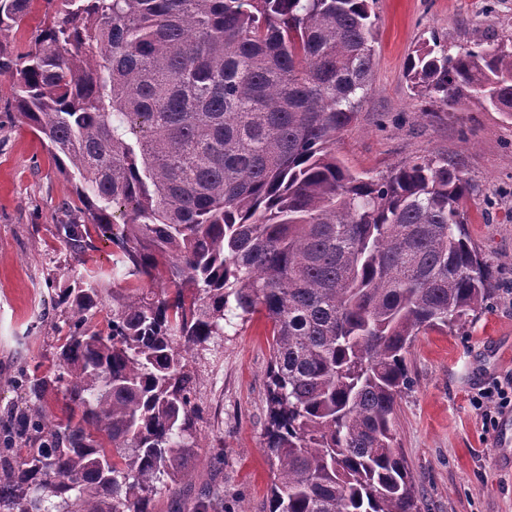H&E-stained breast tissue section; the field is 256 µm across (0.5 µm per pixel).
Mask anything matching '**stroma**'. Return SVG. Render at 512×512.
Here are the masks:
<instances>
[{
  "mask_svg": "<svg viewBox=\"0 0 512 512\" xmlns=\"http://www.w3.org/2000/svg\"><path fill=\"white\" fill-rule=\"evenodd\" d=\"M372 89L341 131L337 157L352 172L386 174L410 157L440 155L475 187L468 232L488 261L496 291L464 329L429 331L406 356L412 383L397 404L396 437L426 512H512V407L485 421L473 397L512 385V118L481 98L423 116L405 78L408 55L438 32L449 53L474 31L512 33V0H376ZM73 191L42 142L0 112V414L19 401L9 378L19 366L52 370L45 316L47 276L112 271L111 241L71 256L54 237L58 208ZM270 325L262 315L225 327L217 359L203 363L202 447L187 479L193 494L219 488L215 512H268L274 475L263 451L268 426Z\"/></svg>",
  "mask_w": 512,
  "mask_h": 512,
  "instance_id": "obj_1",
  "label": "stroma"
}]
</instances>
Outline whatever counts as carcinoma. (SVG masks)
<instances>
[{"instance_id":"carcinoma-1","label":"carcinoma","mask_w":512,"mask_h":512,"mask_svg":"<svg viewBox=\"0 0 512 512\" xmlns=\"http://www.w3.org/2000/svg\"><path fill=\"white\" fill-rule=\"evenodd\" d=\"M39 1L19 52L11 33ZM371 4L0 0L4 110L78 200L54 236L75 255L112 241V274L135 282L48 279L56 369L13 377L0 512H155L161 481L182 502L196 357L256 313L272 336L269 512H421L395 431L406 354L423 331L464 328L493 285L448 159L374 179L332 149L369 91ZM406 77L442 111L474 94L512 117V35L476 30L452 55L432 31Z\"/></svg>"}]
</instances>
